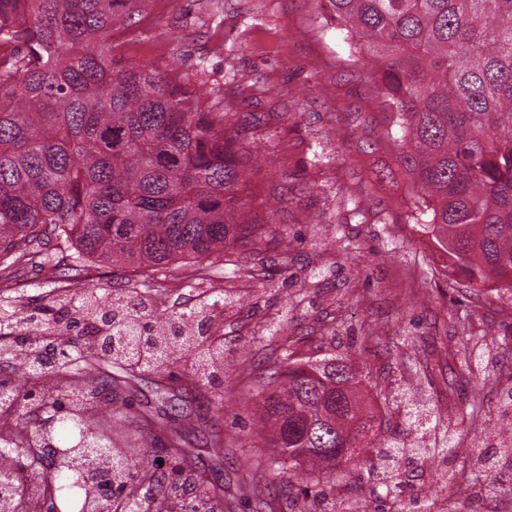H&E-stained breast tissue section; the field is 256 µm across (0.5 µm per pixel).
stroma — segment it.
I'll return each mask as SVG.
<instances>
[{
  "instance_id": "stroma-1",
  "label": "stroma",
  "mask_w": 512,
  "mask_h": 512,
  "mask_svg": "<svg viewBox=\"0 0 512 512\" xmlns=\"http://www.w3.org/2000/svg\"><path fill=\"white\" fill-rule=\"evenodd\" d=\"M121 40L129 62L179 64L202 97L220 94L234 114V137L251 151L242 204L267 222L258 245L226 249L206 280L194 277L196 259L156 271L94 260L62 276L33 262L0 274V305L27 312L94 286L123 294L150 288L162 316L214 303L216 289L226 293L211 323L228 369L222 382L168 385L156 370L110 363L89 370L104 387L96 416L121 399L148 418L132 425L124 456L136 458L153 428L173 419L185 429L186 454L175 460L156 448L159 481L168 482L176 462L223 488V512H307L300 490L308 469L294 471L293 490L276 487L268 468L275 451L253 410L287 342L316 358L351 354L370 383L393 396L377 406L383 432L408 431L395 401L403 388L424 400L437 385L448 392L457 433L468 437L474 400L491 409L512 383V291L453 285L447 256L435 242L420 245L402 221L407 181L377 182L376 172L396 162L370 140L382 112L372 65L344 64L328 0H147ZM464 314L477 349L500 370L481 389L455 352L454 326ZM401 476L421 492L422 512H507L505 500L473 494L461 465L442 457ZM358 485L365 495L357 500ZM385 500L382 473L356 472L335 484L332 506L376 512Z\"/></svg>"
}]
</instances>
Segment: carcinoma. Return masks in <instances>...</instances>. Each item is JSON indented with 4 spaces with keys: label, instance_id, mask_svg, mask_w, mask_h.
Returning a JSON list of instances; mask_svg holds the SVG:
<instances>
[{
    "label": "carcinoma",
    "instance_id": "1",
    "mask_svg": "<svg viewBox=\"0 0 512 512\" xmlns=\"http://www.w3.org/2000/svg\"><path fill=\"white\" fill-rule=\"evenodd\" d=\"M146 0H0V265L36 259L69 270L90 259L163 268L176 258H206L252 241L261 224L245 216L240 190L247 167L227 135L220 98H201L176 68L131 64L116 30L128 31ZM344 26L351 59L368 58L383 99L380 138L410 181L405 223L433 238L471 283L512 290V0H330ZM148 299L98 293L67 301L51 318L0 307V360L19 359L68 380L63 396L22 385L0 389V401L22 409L16 437L0 444L26 473L0 472V498L40 493L50 502L112 509L91 486L90 448H115L112 436L136 419L122 402L116 417L92 410L104 388L79 375L107 360L122 369L169 373L173 358L196 362L181 385L220 379L223 350L207 334L210 307L173 312L155 325ZM86 320L91 338L72 335ZM458 343L483 388L495 369L473 353L469 319L457 320ZM363 374L349 355L303 358L285 346L270 388L254 401L271 422L270 463L279 482L303 463L347 472L400 470L437 452L463 455L478 471L477 449L459 450L448 423L442 448L409 449L376 436L364 407ZM512 432V386L495 410ZM147 455L132 465L112 459L111 482L126 492L123 512H144L138 488L152 481ZM484 489L512 485V465L496 456L482 465ZM159 489L190 487L217 495L202 474L172 469ZM388 494L417 512L400 480Z\"/></svg>",
    "mask_w": 512,
    "mask_h": 512
}]
</instances>
